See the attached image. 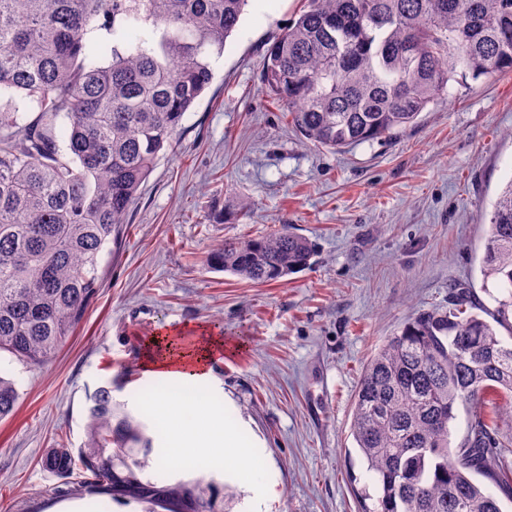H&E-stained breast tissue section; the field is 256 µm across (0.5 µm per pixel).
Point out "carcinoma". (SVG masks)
Returning <instances> with one entry per match:
<instances>
[{"label": "carcinoma", "mask_w": 512, "mask_h": 512, "mask_svg": "<svg viewBox=\"0 0 512 512\" xmlns=\"http://www.w3.org/2000/svg\"><path fill=\"white\" fill-rule=\"evenodd\" d=\"M248 0H0V92L36 103L26 120L0 105V353L50 363L83 319L102 253L160 153H175L186 112L213 79ZM111 61L101 63L104 52ZM512 72V0H307L265 54L261 83L306 143L331 150L412 125L448 97L457 73ZM63 121L67 151L55 129ZM481 273L500 285L490 311L455 293L388 337L365 366L350 431L375 493L361 512H502L474 476L512 497V179L493 204ZM308 239L287 229L226 241L215 267L254 283L310 264ZM508 400L505 412L496 399ZM19 392L0 375V421ZM473 408L460 443L449 424ZM85 441L50 448L44 469L69 495L136 503L142 512H223L213 482L146 473L154 439L114 400L86 395Z\"/></svg>", "instance_id": "1"}]
</instances>
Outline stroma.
<instances>
[{
  "label": "stroma",
  "mask_w": 512,
  "mask_h": 512,
  "mask_svg": "<svg viewBox=\"0 0 512 512\" xmlns=\"http://www.w3.org/2000/svg\"><path fill=\"white\" fill-rule=\"evenodd\" d=\"M304 0H249L239 34L210 59L213 80L185 114L176 154L160 156L121 233L102 256V283L81 324L44 366L0 356L20 392L0 421V512H138L137 505L57 496L47 449L85 440V393L114 381L113 397L141 411L152 385L140 363L161 333L222 330L208 407L232 404L261 443L260 478L162 465L152 476L212 479L236 490L232 512H358L372 475L350 432L367 360L423 310L460 287L489 301L481 259L493 204L512 179V73L456 75L448 97L393 138L322 150L303 143L260 83L264 56ZM249 203L236 224L214 214ZM288 228L314 246L312 264L255 284L209 268L211 249Z\"/></svg>",
  "instance_id": "stroma-1"
}]
</instances>
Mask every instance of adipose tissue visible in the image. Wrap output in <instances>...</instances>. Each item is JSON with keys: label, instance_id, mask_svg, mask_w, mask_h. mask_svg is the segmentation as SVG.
<instances>
[{"label": "adipose tissue", "instance_id": "adipose-tissue-1", "mask_svg": "<svg viewBox=\"0 0 512 512\" xmlns=\"http://www.w3.org/2000/svg\"><path fill=\"white\" fill-rule=\"evenodd\" d=\"M165 342V337L155 338L152 347L145 349L141 359L144 373L172 380L176 392L183 397H201L212 385V362L224 352L223 336L212 333L200 336L183 342L177 351L166 350ZM172 395L164 393L149 402L154 414L170 424L168 443L172 456L211 462L213 453L200 450L201 440L210 437L216 447L222 448L224 461L235 465L245 475H252L256 465L253 457L256 442L245 438V425L223 420L205 409L194 412L192 418H185Z\"/></svg>", "mask_w": 512, "mask_h": 512}]
</instances>
